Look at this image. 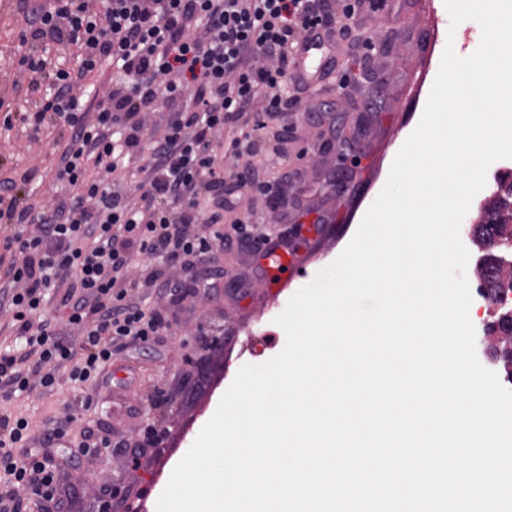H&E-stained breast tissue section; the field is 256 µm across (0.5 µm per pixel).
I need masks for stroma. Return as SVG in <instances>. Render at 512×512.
Wrapping results in <instances>:
<instances>
[{"instance_id":"1","label":"stroma","mask_w":512,"mask_h":512,"mask_svg":"<svg viewBox=\"0 0 512 512\" xmlns=\"http://www.w3.org/2000/svg\"><path fill=\"white\" fill-rule=\"evenodd\" d=\"M385 15L362 12L356 31L388 40L392 50L369 63L348 59L343 47L334 55L350 80L344 92H307L308 104L327 111L316 126L288 109L263 131L251 164L259 180L281 182L283 194L270 200L254 187L229 178L224 197L231 215L252 214L256 236L293 234L295 224L328 215L316 234L299 239L302 271L280 288L251 284L244 296L229 295L224 285L251 271V254L214 245L198 263L216 286L209 295L174 304L163 289L142 288L137 297L168 324L165 336L141 345H114L112 365L96 387L78 386L70 368L56 369L54 388L30 377L26 391L0 400V413L26 418L29 445L51 439L54 464L65 474L73 503L66 512H156V502L171 473L215 412L237 371L279 354L286 336L274 319L288 300L330 265L354 236L366 211L384 187L394 158L416 128L447 41L473 48L479 32L450 29L444 0H394ZM26 26L21 0H0V183L23 188L35 209L47 207V188L65 149L62 129L48 121L32 134L20 120L35 96L29 74L19 65L28 47L19 34ZM11 125H4V116ZM366 120L365 135L356 124ZM286 141L282 167H271L268 152ZM308 169V185L282 180L286 170ZM32 182H25L26 174ZM108 439L102 453L71 456L79 442Z\"/></svg>"}]
</instances>
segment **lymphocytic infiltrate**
<instances>
[{
  "instance_id": "1",
  "label": "lymphocytic infiltrate",
  "mask_w": 512,
  "mask_h": 512,
  "mask_svg": "<svg viewBox=\"0 0 512 512\" xmlns=\"http://www.w3.org/2000/svg\"><path fill=\"white\" fill-rule=\"evenodd\" d=\"M24 0L29 16L21 43L44 39L73 43L81 57L78 70L53 65L27 54L20 64L30 74V91L51 85V96L36 100L23 124L40 131L46 119L62 121L67 147L56 165L52 184L72 190L68 200L34 212L18 192L0 194V219L10 223L0 245L18 249L22 261L12 266L15 288L10 307L24 353L0 354V397L24 391L29 375L43 387L56 384L55 370L70 365V378L97 384L112 364V346L120 340L146 343L166 325L128 295L127 275L135 258L146 256L182 264L183 277L169 279L162 270L147 286L162 283L171 302L180 303L207 288L192 260L210 251L212 241L236 242L258 253L262 240L244 223L215 240L189 235L198 223L207 194L224 189L225 177L246 181L237 170L252 154L268 122L297 105L306 79L294 62L310 42L333 46L353 41L351 19L362 8L383 10L384 0ZM110 63L108 92L84 99L76 91L86 77ZM261 118H247L253 102ZM163 112L165 130L143 144L141 113ZM233 125L240 133L223 158H216L211 137ZM141 157L135 170L140 203L131 206L105 182V175L125 177L126 163ZM36 232H28V225ZM75 271V283L65 274ZM65 289L71 302L62 323L81 328L79 344L66 341L57 322L45 318L47 296ZM43 315L40 327L29 319ZM33 359L23 374V359ZM28 428L24 418L0 416V512H14L15 490L30 488L41 504L55 502L59 474L36 449L22 447Z\"/></svg>"
}]
</instances>
